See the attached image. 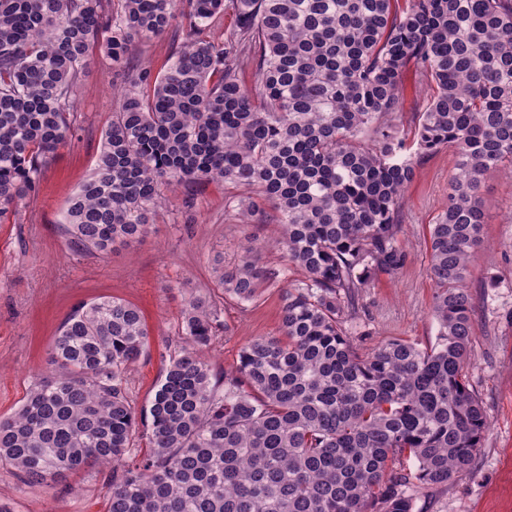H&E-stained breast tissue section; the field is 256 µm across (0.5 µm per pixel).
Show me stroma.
Masks as SVG:
<instances>
[{
    "mask_svg": "<svg viewBox=\"0 0 512 512\" xmlns=\"http://www.w3.org/2000/svg\"><path fill=\"white\" fill-rule=\"evenodd\" d=\"M177 43L171 32L133 43L130 67L160 69ZM128 69L92 53L78 89L75 138L44 171L37 199L0 221V416L13 412L46 370L53 340L72 310L100 296L130 302L145 317L151 353L129 375L140 406L153 395L161 353L184 344L178 327L189 299L203 297L224 308L229 331L207 354L215 371L233 370L243 347L280 331L282 293L299 273L272 246L279 233L275 215L263 224L240 223L224 207L231 190L223 183L179 186L142 241L104 258L79 251L65 234L67 203L95 164ZM456 164L454 152L440 150L421 162L406 188L400 214L408 260L363 290L358 319L371 330L363 346L391 338L434 341L429 226L448 200ZM481 196L483 242L470 263L475 331L467 379L490 427L471 468L447 491L424 493L418 512H512V177L486 176ZM251 242L262 245L259 264L273 279L255 303L242 307L225 299L212 267L220 259L232 268ZM0 502L11 512H106V489L94 474H78L67 486L32 488L0 470Z\"/></svg>",
    "mask_w": 512,
    "mask_h": 512,
    "instance_id": "35a3bbf8",
    "label": "stroma"
}]
</instances>
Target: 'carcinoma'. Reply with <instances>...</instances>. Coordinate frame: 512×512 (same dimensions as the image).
I'll return each mask as SVG.
<instances>
[{
  "mask_svg": "<svg viewBox=\"0 0 512 512\" xmlns=\"http://www.w3.org/2000/svg\"><path fill=\"white\" fill-rule=\"evenodd\" d=\"M226 14L224 40L204 38ZM174 25L182 41L160 70L130 74L68 203L71 243L127 248L166 191L221 181L271 204L275 247L303 278L283 291L280 334L219 377L201 353L221 309L189 300L186 346L162 356L142 407L128 387L150 349L140 310L112 296L80 305L48 375L0 417V470L41 486L105 467L107 512H415L419 491H444L471 467L488 431L466 379L468 277L481 183L512 162V0H0V220L38 196L75 137L93 49L121 66L133 42ZM410 68L426 103L409 135L398 84ZM445 148L458 167L429 225L437 336L364 352L356 301L406 263L400 200ZM224 207L244 224L266 219L239 195ZM213 273L239 305L261 296L254 248Z\"/></svg>",
  "mask_w": 512,
  "mask_h": 512,
  "instance_id": "carcinoma-1",
  "label": "carcinoma"
}]
</instances>
